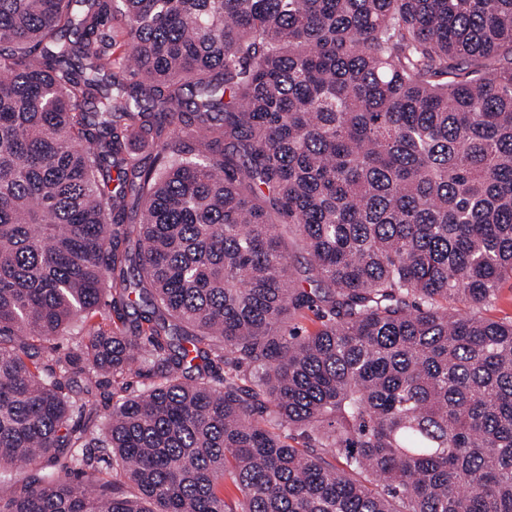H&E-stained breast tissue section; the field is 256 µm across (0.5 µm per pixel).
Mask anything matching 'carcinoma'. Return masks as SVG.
<instances>
[{
    "label": "carcinoma",
    "instance_id": "obj_1",
    "mask_svg": "<svg viewBox=\"0 0 512 512\" xmlns=\"http://www.w3.org/2000/svg\"><path fill=\"white\" fill-rule=\"evenodd\" d=\"M508 281L512 0H0V512H512ZM130 381V388L129 391L126 393H118L113 395V398L110 400L103 399L101 397H97L95 410L93 411V419L92 421L88 422L86 419H84V416L82 418L78 417L75 418L76 420L80 421V424H84L85 422L90 426L91 429H94L95 431L101 430L112 412V406L120 401H122V398L128 393H131L135 391V393H139L140 391H143L147 389L150 384L152 383V379L150 377L145 376V373L142 376H132V378L129 379Z\"/></svg>",
    "mask_w": 512,
    "mask_h": 512
}]
</instances>
